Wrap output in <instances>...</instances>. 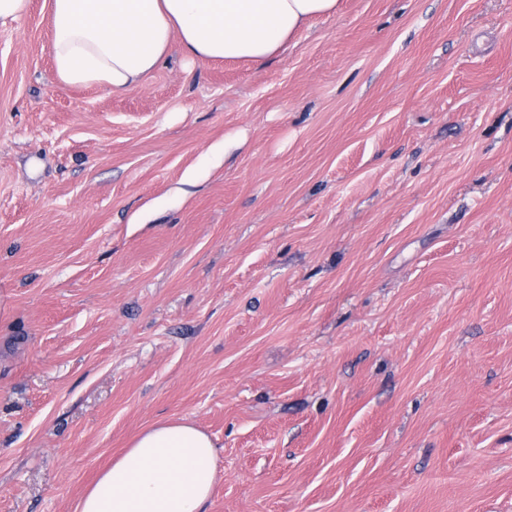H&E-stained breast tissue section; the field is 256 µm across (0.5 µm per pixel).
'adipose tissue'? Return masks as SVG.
Here are the masks:
<instances>
[{"label":"adipose tissue","instance_id":"1","mask_svg":"<svg viewBox=\"0 0 512 512\" xmlns=\"http://www.w3.org/2000/svg\"><path fill=\"white\" fill-rule=\"evenodd\" d=\"M338 0H49L51 61L64 87L138 89L179 48L190 62L265 66ZM217 445L195 424L165 420L103 469L74 512H205Z\"/></svg>","mask_w":512,"mask_h":512}]
</instances>
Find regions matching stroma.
I'll use <instances>...</instances> for the list:
<instances>
[{
	"instance_id": "1",
	"label": "stroma",
	"mask_w": 512,
	"mask_h": 512,
	"mask_svg": "<svg viewBox=\"0 0 512 512\" xmlns=\"http://www.w3.org/2000/svg\"><path fill=\"white\" fill-rule=\"evenodd\" d=\"M0 31V512L141 431L206 512H512V0H339L262 68L64 88Z\"/></svg>"
}]
</instances>
